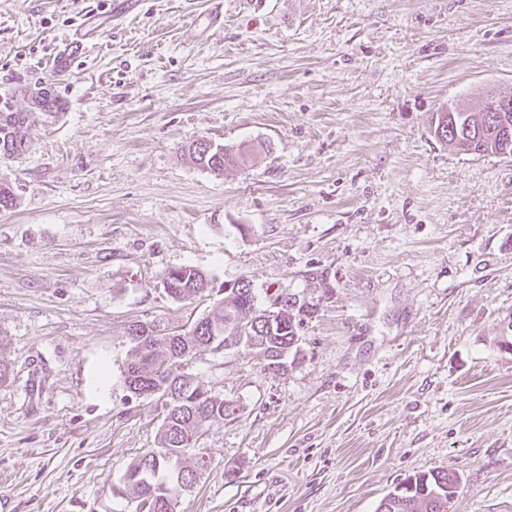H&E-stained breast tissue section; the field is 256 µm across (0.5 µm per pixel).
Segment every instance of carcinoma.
<instances>
[{"instance_id": "1", "label": "carcinoma", "mask_w": 512, "mask_h": 512, "mask_svg": "<svg viewBox=\"0 0 512 512\" xmlns=\"http://www.w3.org/2000/svg\"><path fill=\"white\" fill-rule=\"evenodd\" d=\"M507 121L511 127L509 132L501 128L497 115L485 108L473 112L453 101L436 113L432 125L435 138L463 154L480 157L507 153L512 156V114L507 116ZM188 150L195 163L219 174L228 166L245 163L241 151L214 144L203 136L194 139ZM162 282L168 286L166 295L174 301L208 288L205 274L192 266L169 270ZM275 302L281 304L280 319L267 329L259 326V330L243 342L230 339L237 330V321L247 315L260 314L254 288L249 282L224 292L218 311L198 318L183 329L158 334L152 343H134L124 372L125 384H133L139 392L161 398L174 385L179 391L178 403L164 415L158 447L132 461L120 479L122 488L117 493L135 495L142 512H168L169 504L182 492L180 473L186 471L197 477V468L190 467L185 460L186 449L197 442L210 421L236 414L232 401L211 393L195 379L170 381L171 367L188 345L201 351L242 346L264 355L265 371H287L289 357L299 352V329L304 317L314 314L315 310L294 294L279 295ZM458 482L456 473L448 470L414 475L403 482V490L395 489L386 494L375 512H448Z\"/></svg>"}]
</instances>
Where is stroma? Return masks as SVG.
I'll list each match as a JSON object with an SVG mask.
<instances>
[{
    "label": "stroma",
    "instance_id": "obj_1",
    "mask_svg": "<svg viewBox=\"0 0 512 512\" xmlns=\"http://www.w3.org/2000/svg\"><path fill=\"white\" fill-rule=\"evenodd\" d=\"M110 2L0 0V512H140L112 488L163 408L124 383L125 329L193 322L242 278L315 312L287 372L241 347L187 364L238 410L188 449L177 512H375L434 469L459 477L448 512H512V157L431 131L512 92V0H223L205 31L211 0L112 26ZM200 136L255 152L216 174ZM185 265L210 288L176 302ZM87 34L79 31L75 38L64 44L54 57L55 72L63 75L71 71L75 61L85 55L88 49ZM165 282L169 289L165 294L173 301H181L194 293L204 292L209 285L205 274L193 266L169 270L162 279L164 290Z\"/></svg>",
    "mask_w": 512,
    "mask_h": 512
}]
</instances>
